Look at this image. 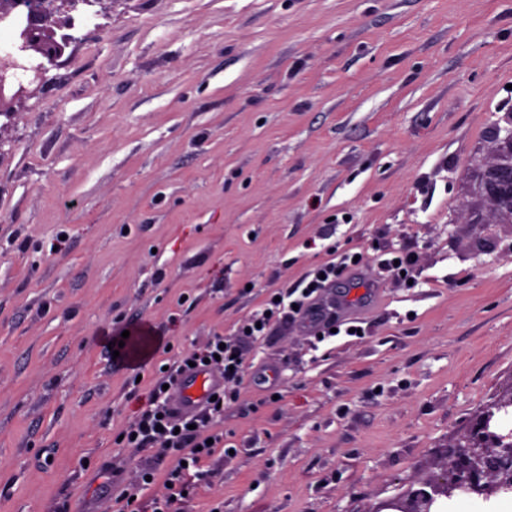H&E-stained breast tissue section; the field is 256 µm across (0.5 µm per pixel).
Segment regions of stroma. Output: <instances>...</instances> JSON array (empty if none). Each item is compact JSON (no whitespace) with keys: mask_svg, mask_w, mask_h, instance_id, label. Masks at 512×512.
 Instances as JSON below:
<instances>
[{"mask_svg":"<svg viewBox=\"0 0 512 512\" xmlns=\"http://www.w3.org/2000/svg\"><path fill=\"white\" fill-rule=\"evenodd\" d=\"M95 10L0 129V512H113L146 468L152 512L173 458L116 439L160 367L345 253L313 313L240 339L224 447L170 512H371L439 472L512 386V226L470 221L512 0Z\"/></svg>","mask_w":512,"mask_h":512,"instance_id":"35a3bbf8","label":"stroma"}]
</instances>
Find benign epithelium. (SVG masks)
<instances>
[{
  "mask_svg": "<svg viewBox=\"0 0 512 512\" xmlns=\"http://www.w3.org/2000/svg\"><path fill=\"white\" fill-rule=\"evenodd\" d=\"M100 0H0V19L25 9L29 21L18 32L17 51L37 64L33 81L43 84L48 66L72 43L82 40V27L72 13L91 17ZM65 30L59 35L57 31ZM11 55L0 56V118H12L16 105L31 89L6 71L15 68ZM491 156L476 176V191L489 205L497 223L512 224V111L493 121L487 131ZM512 413V386L501 392L475 418L463 442L445 450L441 472L421 481L420 488L387 499L373 512H435L437 503L467 494L485 501L512 491V429L501 427Z\"/></svg>",
  "mask_w": 512,
  "mask_h": 512,
  "instance_id": "benign-epithelium-1",
  "label": "benign epithelium"
}]
</instances>
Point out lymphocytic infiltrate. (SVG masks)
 Listing matches in <instances>:
<instances>
[{
	"label": "lymphocytic infiltrate",
	"instance_id": "f902f5d3",
	"mask_svg": "<svg viewBox=\"0 0 512 512\" xmlns=\"http://www.w3.org/2000/svg\"><path fill=\"white\" fill-rule=\"evenodd\" d=\"M354 264L353 255L347 254L342 256L340 263L327 262L318 266L310 272L304 286L285 289L278 297L268 298L265 313L247 323L244 333L260 335L262 326L284 313L288 305H295L302 312L313 309L318 292L326 287L328 279L335 277L337 266L348 268ZM193 366L218 371L224 383L217 389L215 400L205 401L194 411L182 412L172 403V389L180 376ZM243 373L244 359L240 349L234 339L226 335L214 336L205 349L177 354L164 371L160 385L155 386L149 405L137 415L130 430L124 432L120 447L134 451L154 448L162 453L177 452L179 463L169 477L171 491L176 495L191 492V485L184 482L183 477L223 447L224 435L216 430L215 423L223 417L225 405L235 401V384Z\"/></svg>",
	"mask_w": 512,
	"mask_h": 512
}]
</instances>
